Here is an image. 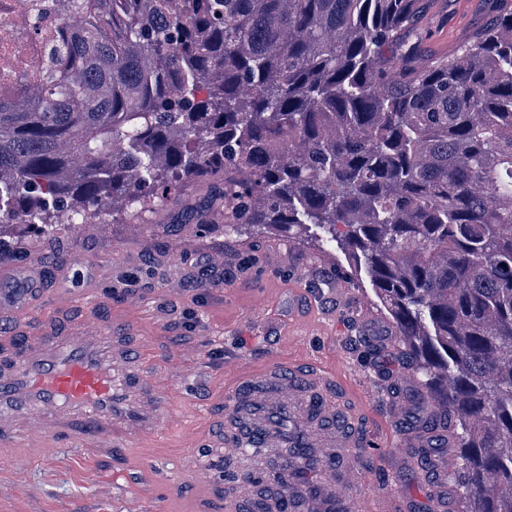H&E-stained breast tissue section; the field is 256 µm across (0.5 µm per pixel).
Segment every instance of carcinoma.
I'll list each match as a JSON object with an SVG mask.
<instances>
[{
    "label": "carcinoma",
    "mask_w": 512,
    "mask_h": 512,
    "mask_svg": "<svg viewBox=\"0 0 512 512\" xmlns=\"http://www.w3.org/2000/svg\"><path fill=\"white\" fill-rule=\"evenodd\" d=\"M68 2L63 77L0 102V250L224 179L225 231L311 225L370 278L467 512H512V0L424 70L421 0Z\"/></svg>",
    "instance_id": "carcinoma-1"
}]
</instances>
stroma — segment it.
Listing matches in <instances>:
<instances>
[{"instance_id": "35a3bbf8", "label": "stroma", "mask_w": 512, "mask_h": 512, "mask_svg": "<svg viewBox=\"0 0 512 512\" xmlns=\"http://www.w3.org/2000/svg\"><path fill=\"white\" fill-rule=\"evenodd\" d=\"M414 33L426 61L455 54L486 26L494 14L492 0H423ZM214 187L206 180L185 182L175 193L133 211L112 206L113 219L61 225L51 239L25 238L0 266L20 278L40 268L53 283L96 291L99 304L50 309L36 317L14 315L15 286L0 282V346L17 334L37 339L78 318L110 320L116 335L148 348L152 363L145 378L158 380L163 369L188 374L174 393L168 430L142 440L125 456L110 448L75 452L47 450L43 441L20 438L14 459L0 461V512H206L211 495L192 484L194 472L230 469L249 483L260 461L244 453L225 467L220 453L195 454L198 443L215 437L235 382L224 374V356L245 359L260 372L269 358L287 365L317 364L339 385L356 389L367 401L369 426L386 434L380 455L391 454L397 428L386 415L388 401L401 396L411 412L429 399L418 386L395 388L393 376L411 369L412 358L364 274L342 251L318 248L316 229L282 235L244 226L226 234L221 216H212L209 232L184 225L185 212L205 203ZM85 254L88 276L66 266L70 253ZM307 268L316 289V305L288 319L281 292L296 268ZM344 279L350 295L336 302L332 288ZM175 282L177 293L163 292ZM269 296L255 308L254 294ZM137 468L133 483L112 481L117 466Z\"/></svg>"}]
</instances>
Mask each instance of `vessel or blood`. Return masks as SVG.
I'll use <instances>...</instances> for the list:
<instances>
[{
	"label": "vessel or blood",
	"mask_w": 512,
	"mask_h": 512,
	"mask_svg": "<svg viewBox=\"0 0 512 512\" xmlns=\"http://www.w3.org/2000/svg\"><path fill=\"white\" fill-rule=\"evenodd\" d=\"M59 286L32 278L16 304L53 308L72 302ZM145 350H132L112 334L110 322L77 323L63 332L15 343L0 351V457H13L17 426L31 437L71 448H131L158 436L169 425L173 382L144 383L139 366ZM225 374L238 378L234 402L225 416L220 445L225 458L246 448H300L323 469L312 484L289 473L290 497L300 512H359L366 497L370 512H414L413 499L374 491L364 477L363 456L372 440L363 405L355 398L337 402L333 383L318 367L288 370L273 364L253 374L241 360L226 357ZM429 422L404 433L397 452L381 459L398 473L429 440L446 437ZM453 461L441 448L423 469L421 484L432 512H453L454 488L448 482ZM224 512H251L250 488L228 484Z\"/></svg>",
	"instance_id": "1"
}]
</instances>
